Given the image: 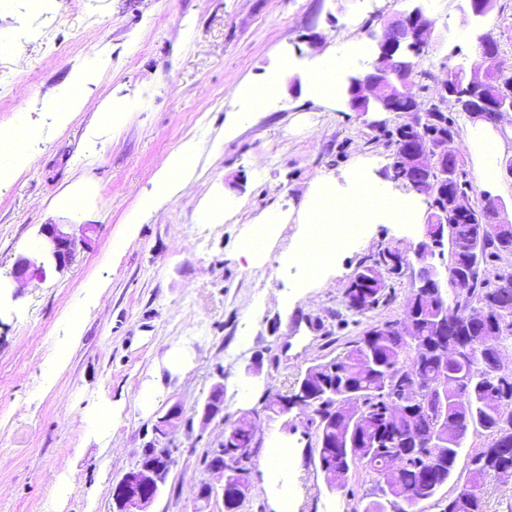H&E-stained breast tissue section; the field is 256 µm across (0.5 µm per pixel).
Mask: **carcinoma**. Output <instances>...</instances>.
Segmentation results:
<instances>
[{"label": "carcinoma", "mask_w": 512, "mask_h": 512, "mask_svg": "<svg viewBox=\"0 0 512 512\" xmlns=\"http://www.w3.org/2000/svg\"><path fill=\"white\" fill-rule=\"evenodd\" d=\"M425 48L399 59L407 77L427 72L417 57ZM460 69L448 71V100L465 107ZM456 135L455 122L441 107L418 119L416 126L400 124L391 132L392 155L405 147H421L442 135ZM451 192L461 202L453 216L448 287L426 297L410 291L404 315L413 319L412 334L401 331L403 322H383L368 328L336 358L310 365L302 384L320 393L315 436L320 445L318 462L325 464L327 483L344 485L341 465L362 469L374 482L373 499L363 512L382 503L388 512H409L433 498L427 487L452 475L469 430L483 431L490 444L475 454V468L457 479L444 500L442 512H484L481 483L489 472L512 471V383L503 388L493 373L497 356L505 355L512 339V276L497 275V282L480 278L481 264L489 256L512 254V224L481 230L485 203L473 201L465 183ZM388 265L394 274L403 268L397 250H383L364 258L344 291L345 307L365 313L387 300L386 285L375 284V272ZM448 307V331L440 337L427 323L431 305ZM486 307L483 320L467 321V313ZM460 346L458 355L443 365L436 353L440 339ZM373 365L364 368L366 361ZM437 438L441 448L429 447ZM230 445L253 447L248 423L233 428ZM404 455L405 462L392 480L384 478L389 459Z\"/></svg>", "instance_id": "1"}]
</instances>
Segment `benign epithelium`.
<instances>
[{"label": "benign epithelium", "instance_id": "obj_1", "mask_svg": "<svg viewBox=\"0 0 512 512\" xmlns=\"http://www.w3.org/2000/svg\"><path fill=\"white\" fill-rule=\"evenodd\" d=\"M436 22L421 8L415 7L407 12L395 14L388 19L382 34L373 46V63L355 72L349 79L345 98L348 107L355 112H399L396 100L411 96V80L402 77L391 67L394 60L403 51L411 50L416 45L429 44L434 40ZM480 63L474 64L464 73L471 95L468 99L467 112L472 122H482L484 113H495L496 119L512 112V79L498 67L499 54L497 45L492 44L480 34L476 37ZM500 86L499 94L494 98L483 96L488 85ZM456 137L448 136L441 142L423 149H407L394 159L391 165L392 179L406 182L402 174L408 172L420 176L427 172L438 171L439 183L454 180L462 163L460 150L455 147ZM505 214V206L497 197L489 198L488 225L500 224ZM76 238L66 232L61 224H44L39 231L36 250L22 254L16 259L11 277L20 287L33 282H41L50 270H61L70 265L75 257ZM438 244L434 236L423 231L418 241L412 245L411 252L419 265L416 287L426 293L432 288H443L446 278L431 262ZM275 414L283 416L296 406L314 408L315 399L311 394L299 398L295 395L284 396L270 394ZM182 408L172 405L155 424L157 434L171 440L174 421L181 419ZM209 472L222 478V484L205 483L206 496L202 501L210 502L224 498L229 485L237 488L239 495H244L246 484L240 478L242 472L238 464L227 461L225 466H213ZM169 470L162 465L150 467L135 466L115 485L112 494V512H150V507L160 495L166 484Z\"/></svg>", "mask_w": 512, "mask_h": 512}]
</instances>
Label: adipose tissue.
<instances>
[{"mask_svg":"<svg viewBox=\"0 0 512 512\" xmlns=\"http://www.w3.org/2000/svg\"><path fill=\"white\" fill-rule=\"evenodd\" d=\"M196 148L185 143L170 153L155 177V192L145 198L142 208H152L160 200L175 194L190 171ZM413 217L410 206L372 184H360L357 191L340 197L330 183L318 184L307 208L306 224L404 223Z\"/></svg>","mask_w":512,"mask_h":512,"instance_id":"ef3b65f1","label":"adipose tissue"}]
</instances>
